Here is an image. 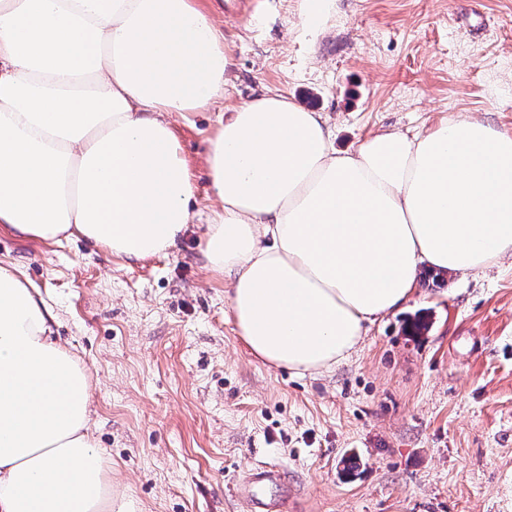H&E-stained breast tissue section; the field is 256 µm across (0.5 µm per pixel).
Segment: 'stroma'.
I'll use <instances>...</instances> for the list:
<instances>
[{"label": "stroma", "mask_w": 512, "mask_h": 512, "mask_svg": "<svg viewBox=\"0 0 512 512\" xmlns=\"http://www.w3.org/2000/svg\"><path fill=\"white\" fill-rule=\"evenodd\" d=\"M198 0L229 65L224 95L174 120L195 218L168 254L112 256L0 232L9 262L53 308L57 341L92 378L91 420L135 512H246L234 481L288 476L297 512H512V255L440 288L419 283L368 324L349 357L294 374L236 332L227 278L202 249L216 199L206 153L220 117L274 90L323 112L350 151L476 119L512 136V0ZM431 327L405 331L418 311Z\"/></svg>", "instance_id": "35a3bbf8"}]
</instances>
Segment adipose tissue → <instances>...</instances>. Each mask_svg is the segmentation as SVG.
I'll list each match as a JSON object with an SVG mask.
<instances>
[{
    "mask_svg": "<svg viewBox=\"0 0 512 512\" xmlns=\"http://www.w3.org/2000/svg\"><path fill=\"white\" fill-rule=\"evenodd\" d=\"M227 66L196 0H0V231L127 260L175 248L196 185L169 118L222 96ZM206 165L207 268L277 368L341 363L421 265L466 274L512 252V136L478 120L339 153L321 113L269 91L233 108ZM56 321L0 265V512H130Z\"/></svg>",
    "mask_w": 512,
    "mask_h": 512,
    "instance_id": "ef3b65f1",
    "label": "adipose tissue"
}]
</instances>
